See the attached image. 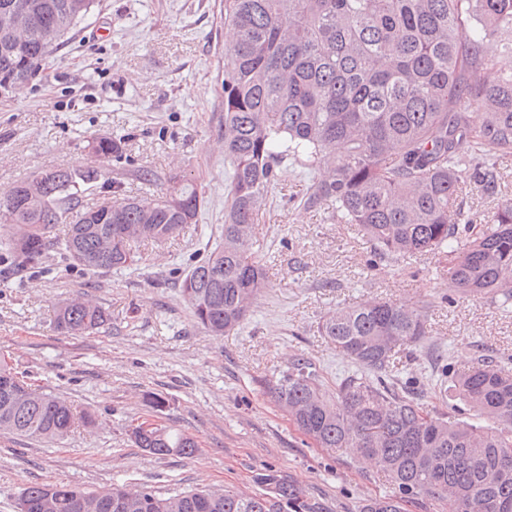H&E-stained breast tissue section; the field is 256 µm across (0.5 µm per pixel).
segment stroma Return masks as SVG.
I'll list each match as a JSON object with an SVG mask.
<instances>
[{"mask_svg":"<svg viewBox=\"0 0 512 512\" xmlns=\"http://www.w3.org/2000/svg\"><path fill=\"white\" fill-rule=\"evenodd\" d=\"M226 40L223 0H100L38 77L0 96V194L42 169L83 166L90 134L125 142L108 164L120 196L169 190L177 174L205 190L197 223L141 246L140 262L121 271L73 265L55 244L22 268L0 258V358L94 419L52 445L0 431V512H15L19 491L42 483L255 494L254 476L267 468L323 512H359L364 500L391 494L377 467L317 447L268 394L296 357L320 368L331 388L355 372L318 332L339 306L386 298L424 309L427 333L402 357L398 380L414 382L427 410L469 415L437 394L438 364L454 371L488 358L512 368L511 307L480 297L444 302L448 274L436 256L375 257L349 225L302 207L309 179L292 164L258 221L269 288L234 332L214 336L194 322L179 281L218 239L232 176L223 146ZM496 159L497 192L466 188L465 211L481 216L512 198V153ZM81 295L106 309L108 325L58 333L54 306ZM156 396L165 401L158 410ZM146 418L196 440L195 456L138 448L129 427Z\"/></svg>","mask_w":512,"mask_h":512,"instance_id":"35a3bbf8","label":"stroma"}]
</instances>
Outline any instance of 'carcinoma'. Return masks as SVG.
Here are the masks:
<instances>
[{"mask_svg":"<svg viewBox=\"0 0 512 512\" xmlns=\"http://www.w3.org/2000/svg\"><path fill=\"white\" fill-rule=\"evenodd\" d=\"M99 0H0V91L22 89ZM224 159L232 167L221 241L182 276L194 321L222 336L239 328L268 288L254 255L258 211L292 161L316 173L303 206L325 208L356 228L374 253L433 255L448 261V288L512 303V198L480 222L458 204L472 183L495 191L499 171L487 149L512 152V71L491 73L492 41L512 57V0H224ZM482 113L478 124L471 113ZM89 162L48 168L0 197V223L14 234L4 249L20 264L38 259L57 226L59 244L88 270L128 268L137 245L161 243L196 223L205 203L196 180L141 198L82 205L93 185L112 188L104 162L121 139L89 136ZM91 298L57 306L54 327L77 335L103 328ZM321 335L361 367L324 388L304 358L268 393L320 448H349L373 461L394 494L365 500L361 512H402L430 498L448 512H512V374L482 360L453 374L450 388L483 420L473 424L427 411L409 389L388 381L402 346L426 335V317L378 299L329 312ZM74 424L70 405L0 360V430L54 442ZM131 435L155 456L195 455L186 435L145 422ZM255 481L269 494L233 486L163 494L150 487L87 491L68 484L25 487L28 512H76L86 498L102 512H321L272 471Z\"/></svg>","mask_w":512,"mask_h":512,"instance_id":"obj_1","label":"carcinoma"}]
</instances>
